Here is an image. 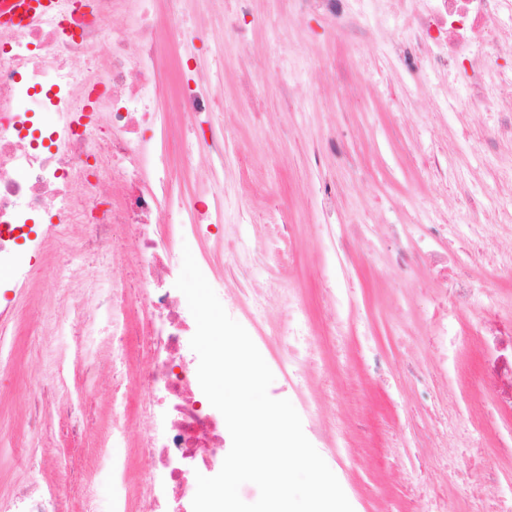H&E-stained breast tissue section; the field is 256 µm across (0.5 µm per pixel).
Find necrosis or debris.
<instances>
[{"instance_id": "1", "label": "necrosis or debris", "mask_w": 512, "mask_h": 512, "mask_svg": "<svg viewBox=\"0 0 512 512\" xmlns=\"http://www.w3.org/2000/svg\"><path fill=\"white\" fill-rule=\"evenodd\" d=\"M158 0H59L56 9L23 26L0 27V268H8L17 285L27 282L33 256L47 244L69 236L74 225L84 228L87 252L111 259L104 276L109 292L79 288L67 306L81 323L94 322L101 312L112 315V337L136 350L132 369L144 388L142 397L122 398L112 405V428L135 415L151 424L139 443L147 458L146 472L132 476L128 456H113L112 478L122 493L112 512H193L186 493L194 473L216 475L231 448L221 413L203 394L198 357L190 347L196 324L182 292L175 287L181 272L172 259L182 236L205 238L223 218L224 187L207 189L211 208L202 210L193 197L174 200L176 217H168L169 180L145 172L141 135L156 127L160 110L190 113L197 125H213L224 114L223 66L188 68L190 47L207 40L203 27L189 26L180 7L168 0L167 15L157 12ZM135 9L137 24L121 35L112 26L115 14ZM512 16V0H427L410 28L415 64L420 52L431 53L441 67L467 59L476 70L471 102H488L489 86L512 83V68L485 74L477 67L485 45L497 55L512 57V39L499 35V19ZM179 50L186 66L182 88L174 101L160 105L156 87L166 76L170 51ZM51 113L50 124L39 121ZM108 173L119 187L111 201L98 196V175ZM130 228L131 249L118 246L114 229ZM136 272L140 290L129 294L120 273ZM251 311L242 325L254 334L272 371L269 340L254 333L267 310L262 298L237 288L224 298L230 317H238L242 300ZM496 300L493 289L462 287L443 295L435 333L447 335L458 306L483 309ZM240 317V316H239ZM284 349L289 359L306 363L314 353L311 322L295 305L285 324ZM492 366L502 403L490 404L487 415L471 420L479 431L496 432V451L512 459V360L483 350ZM483 447L473 448L472 461L459 473L468 487V512H512V481L497 478L483 464Z\"/></svg>"}]
</instances>
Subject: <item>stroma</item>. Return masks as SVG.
Returning a JSON list of instances; mask_svg holds the SVG:
<instances>
[{
    "instance_id": "35a3bbf8",
    "label": "stroma",
    "mask_w": 512,
    "mask_h": 512,
    "mask_svg": "<svg viewBox=\"0 0 512 512\" xmlns=\"http://www.w3.org/2000/svg\"><path fill=\"white\" fill-rule=\"evenodd\" d=\"M423 0H359L361 32L335 34L330 22L313 14L283 13L278 0H251L238 24L246 35L220 34L222 16L212 0H183L189 22L212 34L198 53L208 65L224 60V159L210 160L193 147V166L181 163L183 147L172 143L170 162L181 191L197 195L200 169H212L224 185L220 237L234 240L239 260L254 287L277 281L260 327L271 353L283 358V320L291 302L308 310L317 333L311 379L280 374L277 396L299 404V391L320 404L336 439L319 453L341 487L359 500V512H423L409 493L426 478L444 486L450 512L465 495L454 481H442L447 448L473 440L484 446L493 431L474 436L468 418L488 402L476 388L486 367L478 353L482 335L496 315L512 312V263L478 265L475 240L488 214L472 218L460 204L463 192L480 193L502 166L512 163V144L480 146L473 132L492 128L498 115L470 104L463 68H437L430 55L417 65L401 62L397 50ZM288 87L297 105L287 109L279 94ZM339 147L322 159L314 148L326 130ZM249 156V171L238 157ZM430 155L443 172L434 177L420 164ZM331 190L335 199L320 198ZM283 210L272 214L270 196ZM290 227L293 262L284 271L256 261L263 241L274 239L275 224ZM444 224L442 252L448 269L442 285L494 288L496 304L479 311L459 306L456 369L441 377L431 343L436 314L430 266L407 272L392 265L393 254L412 246L420 232ZM74 230L53 243L33 264L24 288H13L0 269V308L12 305L0 324V500L23 485L63 501L69 512H112L116 488L112 470L100 458L94 434L112 431V391L133 380L115 376L103 354L112 347V317L74 325L61 302L73 283L107 287L100 270L109 259L81 247ZM187 244L214 291L225 287L224 255L211 240ZM341 290L337 308L342 334L326 335L324 289ZM98 360L96 396L84 400L75 376V357ZM419 364L433 375L421 394L411 374ZM55 390L61 412L40 425L30 423L33 400ZM88 422L93 434L76 435L72 425Z\"/></svg>"
}]
</instances>
